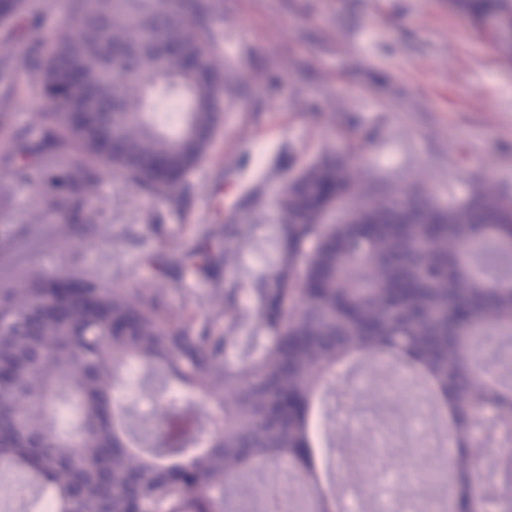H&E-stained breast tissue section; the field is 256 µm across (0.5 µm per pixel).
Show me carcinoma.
Returning a JSON list of instances; mask_svg holds the SVG:
<instances>
[{
    "label": "carcinoma",
    "mask_w": 512,
    "mask_h": 512,
    "mask_svg": "<svg viewBox=\"0 0 512 512\" xmlns=\"http://www.w3.org/2000/svg\"><path fill=\"white\" fill-rule=\"evenodd\" d=\"M45 0H0V33L26 17L21 67L39 89V127L16 133L0 157L11 188L37 190L44 214L98 224L91 202L110 168L138 192L174 209L185 178L204 158L219 120L224 64L215 22L221 0H67V33L47 27ZM478 16L512 29L503 0H466ZM18 70L0 67V128ZM184 100L173 124L155 101ZM352 209L327 224L330 199ZM283 224L260 287L234 280L238 242L207 230L168 260L147 253L148 275L104 286L88 269L32 270L0 285V471L4 489L49 492L53 512H241L253 498L246 471L275 466L304 488L299 512H342L341 487L315 480L307 433L310 407L354 357H389L418 367L451 411L445 512H512V197L475 182L464 199L433 203L416 186L366 193L349 154L309 164L281 189ZM224 262V289L207 312L176 310L172 285L205 283ZM253 304L245 308L242 295ZM253 320L254 335L239 331ZM163 375L178 395L158 400L151 438L119 397L127 369ZM77 415L59 430L56 406ZM494 416L475 431L479 413ZM505 449L496 478L473 484L472 455L487 442Z\"/></svg>",
    "instance_id": "obj_1"
}]
</instances>
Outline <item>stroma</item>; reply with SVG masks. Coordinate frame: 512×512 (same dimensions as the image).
I'll list each match as a JSON object with an SVG mask.
<instances>
[{
    "instance_id": "obj_1",
    "label": "stroma",
    "mask_w": 512,
    "mask_h": 512,
    "mask_svg": "<svg viewBox=\"0 0 512 512\" xmlns=\"http://www.w3.org/2000/svg\"><path fill=\"white\" fill-rule=\"evenodd\" d=\"M494 22L460 0H223V111L186 177L183 211L137 197L108 171L106 222L82 239L73 224L35 225L0 270L88 267L106 285H129L142 253H175L211 224H248L237 281L254 287L274 252L279 187L327 151H355L365 188L420 181L445 204L481 176L512 196V36ZM398 382L394 370L337 367L325 403L338 478L385 459L401 481L439 473L434 424L402 425L408 408L426 413L425 400L415 386L390 397ZM409 448L423 451L418 469L406 464Z\"/></svg>"
}]
</instances>
